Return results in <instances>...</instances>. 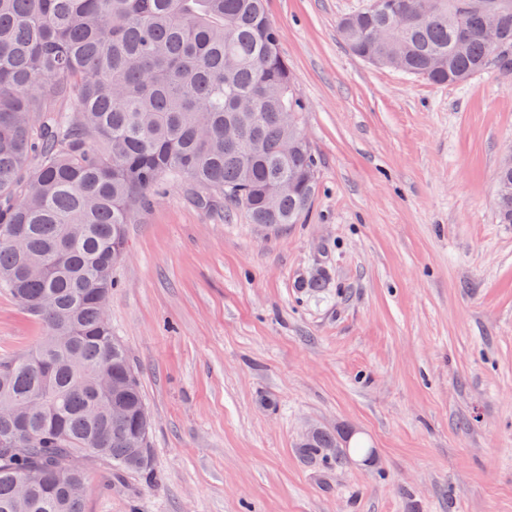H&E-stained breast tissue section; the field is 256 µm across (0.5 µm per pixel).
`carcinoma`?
<instances>
[{"instance_id":"carcinoma-1","label":"carcinoma","mask_w":512,"mask_h":512,"mask_svg":"<svg viewBox=\"0 0 512 512\" xmlns=\"http://www.w3.org/2000/svg\"><path fill=\"white\" fill-rule=\"evenodd\" d=\"M264 2L0 0V288L45 331L0 360V512H84L91 460L149 470L129 459L133 414L112 417L110 392L94 405L104 373L129 407L145 403L100 297L162 181L255 224L308 210L317 161ZM432 2L370 0L339 33L362 60L435 84L512 70V0ZM496 209L512 224V168ZM301 451L349 462L322 430Z\"/></svg>"}]
</instances>
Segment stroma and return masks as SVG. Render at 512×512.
<instances>
[{"mask_svg":"<svg viewBox=\"0 0 512 512\" xmlns=\"http://www.w3.org/2000/svg\"><path fill=\"white\" fill-rule=\"evenodd\" d=\"M367 2L267 0L318 161L300 223L168 181L128 225L108 315L150 472L88 463L84 512H512V72L371 66L337 28ZM41 334L0 289V358ZM317 429L367 460H305ZM498 218L502 224H512V168H501L496 198Z\"/></svg>","mask_w":512,"mask_h":512,"instance_id":"stroma-1","label":"stroma"}]
</instances>
